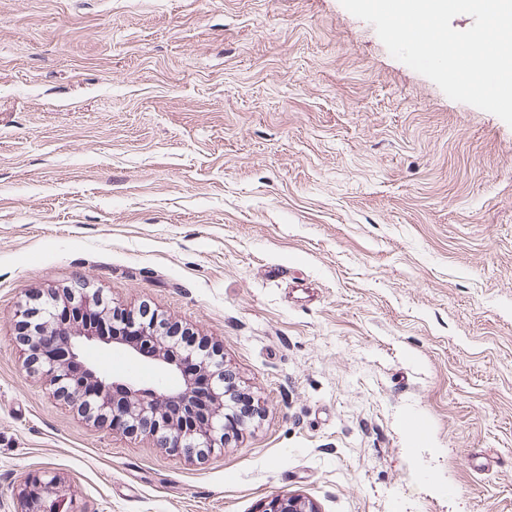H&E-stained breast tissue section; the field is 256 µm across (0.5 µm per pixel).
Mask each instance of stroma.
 Listing matches in <instances>:
<instances>
[{
    "label": "stroma",
    "mask_w": 512,
    "mask_h": 512,
    "mask_svg": "<svg viewBox=\"0 0 512 512\" xmlns=\"http://www.w3.org/2000/svg\"><path fill=\"white\" fill-rule=\"evenodd\" d=\"M82 277L220 348L241 433L173 455L27 368ZM43 470L81 512H512V127L340 0H0V512ZM260 512H318L310 504L300 497L288 494H278L268 498Z\"/></svg>",
    "instance_id": "obj_1"
}]
</instances>
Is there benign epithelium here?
Returning a JSON list of instances; mask_svg holds the SVG:
<instances>
[{"instance_id": "1", "label": "benign epithelium", "mask_w": 512, "mask_h": 512, "mask_svg": "<svg viewBox=\"0 0 512 512\" xmlns=\"http://www.w3.org/2000/svg\"><path fill=\"white\" fill-rule=\"evenodd\" d=\"M20 342L26 364L49 378L55 392L81 401L90 416L115 417L112 429L144 432L178 454L207 455L224 447L228 405L235 385L228 384L224 357L205 342L194 347L174 346L176 331L167 319L153 317L133 324L121 310L109 307L99 290L80 280L69 288L50 289L41 302L20 311ZM91 344H112L132 359L147 361L178 378L174 384L140 387L132 380H110L82 358ZM194 365L206 389L209 406H196L197 390L187 373ZM18 496L21 512H79L73 498L50 472L29 477ZM261 512H316L300 497L278 494L268 498Z\"/></svg>"}]
</instances>
